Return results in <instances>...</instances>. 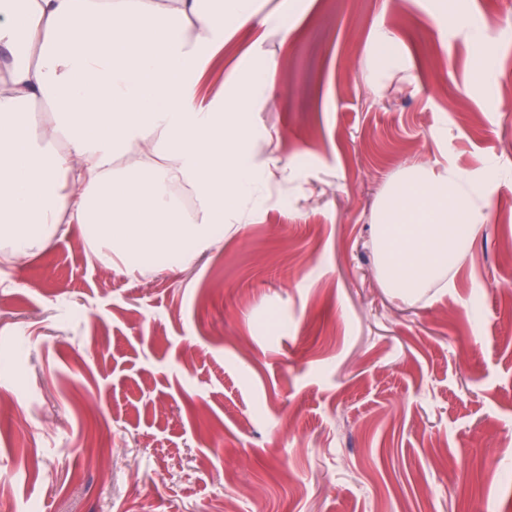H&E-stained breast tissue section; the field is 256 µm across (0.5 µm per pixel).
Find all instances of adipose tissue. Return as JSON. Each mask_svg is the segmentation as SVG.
Segmentation results:
<instances>
[{
	"instance_id": "1",
	"label": "adipose tissue",
	"mask_w": 512,
	"mask_h": 512,
	"mask_svg": "<svg viewBox=\"0 0 512 512\" xmlns=\"http://www.w3.org/2000/svg\"><path fill=\"white\" fill-rule=\"evenodd\" d=\"M253 22L284 16L257 0H0V248L26 257L79 224L97 264L136 271L217 242L261 200L251 114L278 68L256 60L237 97L199 79L225 24Z\"/></svg>"
}]
</instances>
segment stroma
<instances>
[{"instance_id":"stroma-1","label":"stroma","mask_w":512,"mask_h":512,"mask_svg":"<svg viewBox=\"0 0 512 512\" xmlns=\"http://www.w3.org/2000/svg\"><path fill=\"white\" fill-rule=\"evenodd\" d=\"M447 2L262 0L287 30L226 31L201 84L276 63L273 175L193 259L107 270L77 224L0 255V512H512V0ZM417 164L490 220L407 300L373 217Z\"/></svg>"}]
</instances>
